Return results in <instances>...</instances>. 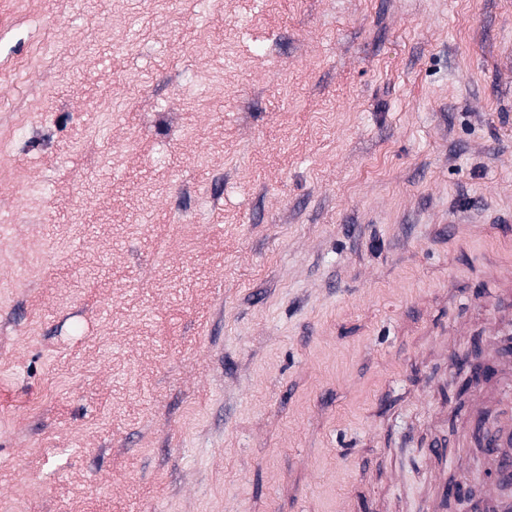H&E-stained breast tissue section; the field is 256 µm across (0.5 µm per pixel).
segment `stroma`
I'll return each mask as SVG.
<instances>
[{
    "instance_id": "obj_1",
    "label": "stroma",
    "mask_w": 512,
    "mask_h": 512,
    "mask_svg": "<svg viewBox=\"0 0 512 512\" xmlns=\"http://www.w3.org/2000/svg\"><path fill=\"white\" fill-rule=\"evenodd\" d=\"M509 322L512 0H0V503L499 510Z\"/></svg>"
}]
</instances>
